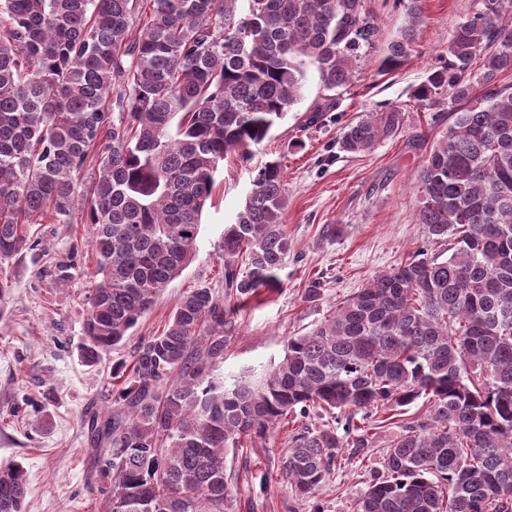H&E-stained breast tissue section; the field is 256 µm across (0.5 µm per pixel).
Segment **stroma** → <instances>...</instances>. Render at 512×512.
<instances>
[{
    "instance_id": "stroma-1",
    "label": "stroma",
    "mask_w": 512,
    "mask_h": 512,
    "mask_svg": "<svg viewBox=\"0 0 512 512\" xmlns=\"http://www.w3.org/2000/svg\"><path fill=\"white\" fill-rule=\"evenodd\" d=\"M479 4L423 0L417 52L393 73L377 74V50L346 88L326 90L317 72L308 71L302 100L253 147L250 160L233 153L220 164L202 214L195 261L158 296L128 340L97 365L80 356L96 264L95 227L50 215L31 225L30 247L0 264V280L8 283L0 298V463L23 466L29 483L25 512H101L100 494L89 490L97 476L88 422L113 407L112 394L123 383L113 367L131 365L135 344L164 329L184 293L204 285L223 295L224 227L243 208L257 167L272 161L283 167L289 252L278 289L232 305L235 332L215 381L266 371L282 359L289 337L310 331L373 274L421 253L445 251V243L423 236L414 211L417 173L448 120L409 106L408 100L445 55L451 32ZM327 97L335 99V107L307 124L308 108ZM389 104L406 108L399 134L365 155L339 151L336 141L351 120ZM315 281L321 296L310 302L305 294ZM427 408L420 399L405 407L403 417L377 414L376 442L366 459L344 453L331 481L304 501L278 471L288 428L245 443L227 460L237 474L230 512H312L316 506L321 512H349L365 488L368 466L379 464L402 421L423 417Z\"/></svg>"
}]
</instances>
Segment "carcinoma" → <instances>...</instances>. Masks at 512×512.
<instances>
[{
	"instance_id": "obj_1",
	"label": "carcinoma",
	"mask_w": 512,
	"mask_h": 512,
	"mask_svg": "<svg viewBox=\"0 0 512 512\" xmlns=\"http://www.w3.org/2000/svg\"><path fill=\"white\" fill-rule=\"evenodd\" d=\"M0 0V263L28 227L77 210L96 226L82 356L120 344L195 258L202 212L224 155L245 158L301 100L309 67L328 90L351 84L379 45L364 0ZM378 71L415 52L421 0ZM482 0L447 58L412 94L455 105L417 179L415 223L448 242L382 270L312 330L288 338L262 379H211L235 325L226 302L278 287L288 256L284 172L256 170L224 228V298H179L165 328L140 341L117 407L91 432L107 512H227L226 455L284 418L335 414L289 435L281 469L300 500L325 485L343 449L375 445L371 414L420 398L352 512H512V22ZM482 71L471 82V66ZM388 105L348 123L339 151L367 154L404 125ZM98 178L78 194L89 154ZM26 472L0 467V512H25Z\"/></svg>"
}]
</instances>
